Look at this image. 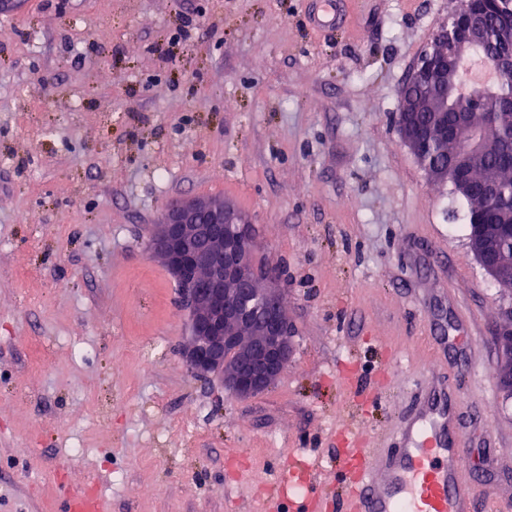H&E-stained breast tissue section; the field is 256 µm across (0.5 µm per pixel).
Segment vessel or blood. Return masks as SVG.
Here are the masks:
<instances>
[{
	"label": "vessel or blood",
	"instance_id": "vessel-or-blood-1",
	"mask_svg": "<svg viewBox=\"0 0 512 512\" xmlns=\"http://www.w3.org/2000/svg\"><path fill=\"white\" fill-rule=\"evenodd\" d=\"M317 25L341 21V0H316ZM414 408L400 421L392 448H349L360 458L349 479L345 512H477L478 501H493L494 489H478L466 467L456 385L427 380Z\"/></svg>",
	"mask_w": 512,
	"mask_h": 512
}]
</instances>
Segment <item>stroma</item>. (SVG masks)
Listing matches in <instances>:
<instances>
[{
    "label": "stroma",
    "mask_w": 512,
    "mask_h": 512,
    "mask_svg": "<svg viewBox=\"0 0 512 512\" xmlns=\"http://www.w3.org/2000/svg\"><path fill=\"white\" fill-rule=\"evenodd\" d=\"M0 18V512H344L336 451L389 448L448 363L467 467L512 504L495 330L512 292L395 125L456 0H19ZM182 198L234 203L284 268L293 355L240 400L187 369L188 313L145 242ZM151 368H143L144 358ZM342 0H316L318 8L314 14V21L317 25L330 27L341 21L339 4Z\"/></svg>",
    "instance_id": "35a3bbf8"
}]
</instances>
